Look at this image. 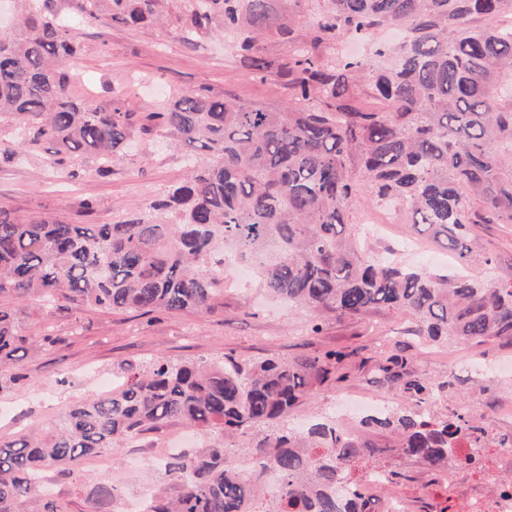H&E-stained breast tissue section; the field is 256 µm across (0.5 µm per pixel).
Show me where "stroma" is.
Masks as SVG:
<instances>
[{
    "instance_id": "stroma-1",
    "label": "stroma",
    "mask_w": 512,
    "mask_h": 512,
    "mask_svg": "<svg viewBox=\"0 0 512 512\" xmlns=\"http://www.w3.org/2000/svg\"><path fill=\"white\" fill-rule=\"evenodd\" d=\"M165 18V25L138 27L108 19L79 31L82 51L67 66L71 94L100 107L119 98L135 114L131 147L114 157L109 173L98 174L86 155L70 159L63 171L48 169L39 154L0 163V205L22 215L61 216L72 224L120 223L133 207L148 205L186 176L181 150L161 146L147 119L173 94L204 87L219 97L228 91L249 102H287L288 91L276 76L252 73L239 61L232 38L220 34V21H213L211 33L185 45L170 36L187 18L182 0H170ZM85 200L92 202V213H83L80 204ZM349 219L359 242L379 254H393L411 266L426 264L440 273L459 268L447 250L420 235L403 212L376 203L368 194L359 195ZM374 223L380 229L376 235L369 232ZM471 235L482 249L496 254V277L512 280V224H475ZM223 302L215 312L201 315L112 313L66 305L48 312L33 303L20 306L18 321L29 338L21 365L29 381L17 391L0 393V440L52 426L67 406L103 393L102 379L121 377L126 361L155 357L210 362L229 355L250 363L288 361L325 350L344 352L335 382L291 411L286 420L291 428L331 415L337 396L357 390L391 402L402 400L398 384L376 373L390 356L406 359L408 370L447 382L438 402L442 412L466 404L475 419L487 424L500 404L512 401V374L491 371L496 361L512 359V339L476 344L451 338L423 345L408 335L409 320L380 311L340 320L326 316L320 334L311 336L306 313L268 297L250 272L226 276ZM47 334L58 337V344L42 346L40 340ZM187 433L193 436L191 448L202 446L203 435L175 422L111 456L108 475L99 473L93 458L56 475L51 496L64 512H86L96 485L108 481L120 487L113 510L121 512L143 484L161 485L164 473L149 459ZM382 464L401 473L400 486L413 512H468L464 499L450 501L425 491L427 465L397 455Z\"/></svg>"
}]
</instances>
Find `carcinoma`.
<instances>
[{
	"instance_id": "carcinoma-1",
	"label": "carcinoma",
	"mask_w": 512,
	"mask_h": 512,
	"mask_svg": "<svg viewBox=\"0 0 512 512\" xmlns=\"http://www.w3.org/2000/svg\"><path fill=\"white\" fill-rule=\"evenodd\" d=\"M124 22L160 21L166 0H107ZM189 18L172 37L192 44L216 17L236 37L241 62L273 73L288 103L268 106L226 93L185 90L148 119L164 139L190 147L186 178L120 224H68L0 206V392L25 384L26 341L13 302L45 308L142 315L204 314L222 306L226 264H255L274 298L322 318L371 311L404 316L422 342L442 336L512 338V282L409 270L354 245L347 216L363 191L425 227L460 264L493 268L473 245L472 224H512V0H319L312 24L280 15L279 0H184ZM102 0H80L83 25ZM408 26L406 35L362 59L325 50L351 37ZM16 27L0 29V118L19 149L12 163L45 148L56 169L83 153L109 172L131 143V113L68 92L65 66L81 51L76 29L44 0H22ZM276 30L288 62L264 55ZM365 78L379 110L359 102ZM346 354L283 362H128L110 393L70 406L40 433L0 441V512H62L36 480L67 473L106 449L125 448L172 422L197 427L207 443L167 456L168 483L145 512H369L355 491L363 468L393 450L438 467L485 427L468 414L440 415L448 383L389 357L380 370L409 401L343 425L325 418L303 431L280 427L291 410L332 381ZM250 433L242 472L229 439Z\"/></svg>"
}]
</instances>
